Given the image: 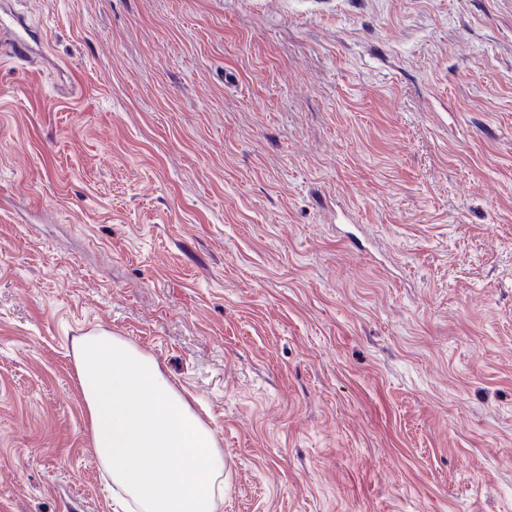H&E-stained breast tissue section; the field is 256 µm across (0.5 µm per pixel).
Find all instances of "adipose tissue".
Wrapping results in <instances>:
<instances>
[{
	"label": "adipose tissue",
	"instance_id": "ef3b65f1",
	"mask_svg": "<svg viewBox=\"0 0 512 512\" xmlns=\"http://www.w3.org/2000/svg\"><path fill=\"white\" fill-rule=\"evenodd\" d=\"M73 346L90 444L119 512H220L224 451L157 360L105 330Z\"/></svg>",
	"mask_w": 512,
	"mask_h": 512
}]
</instances>
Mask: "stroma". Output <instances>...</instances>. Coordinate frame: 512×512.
Listing matches in <instances>:
<instances>
[{
	"instance_id": "35a3bbf8",
	"label": "stroma",
	"mask_w": 512,
	"mask_h": 512,
	"mask_svg": "<svg viewBox=\"0 0 512 512\" xmlns=\"http://www.w3.org/2000/svg\"><path fill=\"white\" fill-rule=\"evenodd\" d=\"M0 16V512H113L97 329L197 399L222 512H512V0Z\"/></svg>"
}]
</instances>
